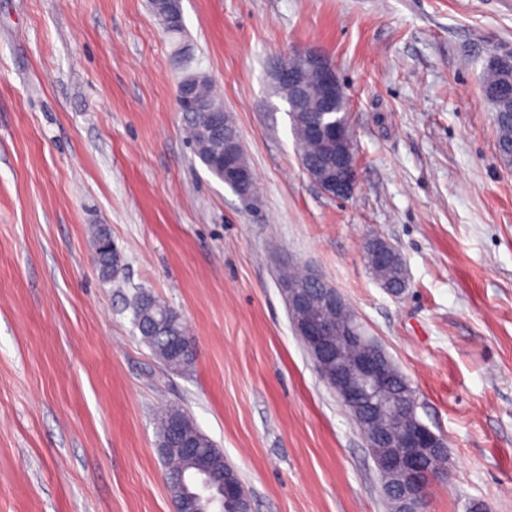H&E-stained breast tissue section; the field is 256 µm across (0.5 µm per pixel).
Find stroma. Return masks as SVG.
<instances>
[{
    "instance_id": "1",
    "label": "stroma",
    "mask_w": 512,
    "mask_h": 512,
    "mask_svg": "<svg viewBox=\"0 0 512 512\" xmlns=\"http://www.w3.org/2000/svg\"><path fill=\"white\" fill-rule=\"evenodd\" d=\"M183 43L256 177L240 198L192 153L183 71L149 0H0V512H173L153 417L185 408L252 512H386L371 452L291 325L280 266L332 283L444 435L425 512H512V167L482 67L512 53V0H182ZM327 56L358 184L303 171L272 71ZM108 225L118 284L87 227ZM401 254L387 293L362 244ZM177 310L191 368L132 323ZM493 121L497 133V147L500 160L507 166H512V121L502 119L493 112ZM142 292L132 302L133 320L137 319L140 336L170 369L183 370L190 366L194 360L192 338L181 316L150 293Z\"/></svg>"
}]
</instances>
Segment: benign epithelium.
Listing matches in <instances>:
<instances>
[{"instance_id": "benign-epithelium-1", "label": "benign epithelium", "mask_w": 512, "mask_h": 512, "mask_svg": "<svg viewBox=\"0 0 512 512\" xmlns=\"http://www.w3.org/2000/svg\"><path fill=\"white\" fill-rule=\"evenodd\" d=\"M152 8L166 28L183 17L181 0H152ZM490 65L500 69L503 77L490 87L488 97L504 108L512 102L508 70L512 58L495 56L490 59ZM311 73L315 75L320 111H333L334 103L345 96L333 64L318 52L300 51L281 61L274 73L279 87L286 92L288 114L292 118L310 98L308 75ZM178 102L183 112L204 113L203 128L210 136L224 137V184L244 199L253 198L256 186L231 115L221 105L198 99L192 81L180 85ZM305 132L325 143L329 163L322 166L302 156V169L327 195L351 196L358 177L349 122L330 128L314 124L306 127ZM363 252L372 265L379 267L393 255L394 247L380 237H371L364 242ZM305 275L309 284L304 288L279 282L292 327L322 379L347 409L367 447L372 449L376 468L385 479L384 493L400 501L398 512H422L426 489L435 480L423 466V457L428 453L448 455L447 444L442 435L420 420L397 422L404 405L418 406L416 393L407 380L400 382L391 407L374 401L376 393L392 385L389 358L365 335L356 315L330 282L312 269L305 270ZM170 438L185 455L195 453L198 448L177 422L171 428ZM213 479L222 485L224 502L212 503L209 512H225L238 500L237 487L220 475H213Z\"/></svg>"}]
</instances>
